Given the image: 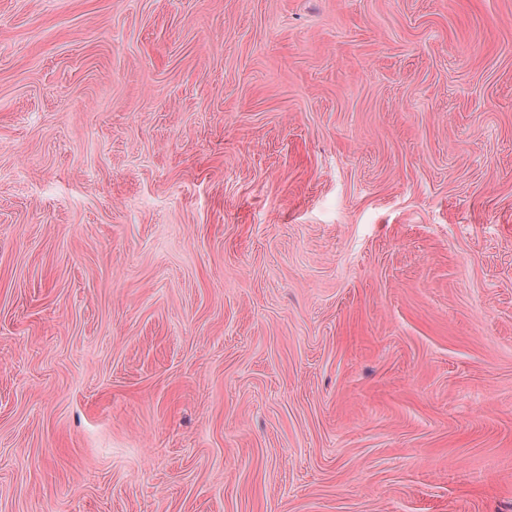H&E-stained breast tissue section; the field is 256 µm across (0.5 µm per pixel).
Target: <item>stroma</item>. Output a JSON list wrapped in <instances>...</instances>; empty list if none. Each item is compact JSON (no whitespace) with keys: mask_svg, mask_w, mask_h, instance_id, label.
Listing matches in <instances>:
<instances>
[{"mask_svg":"<svg viewBox=\"0 0 512 512\" xmlns=\"http://www.w3.org/2000/svg\"><path fill=\"white\" fill-rule=\"evenodd\" d=\"M0 512H512V0H0Z\"/></svg>","mask_w":512,"mask_h":512,"instance_id":"obj_1","label":"stroma"}]
</instances>
